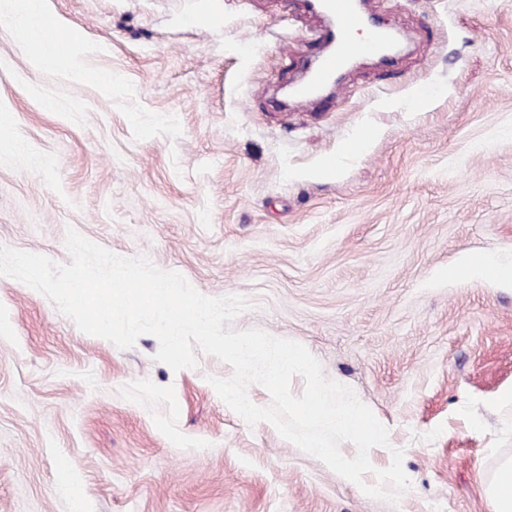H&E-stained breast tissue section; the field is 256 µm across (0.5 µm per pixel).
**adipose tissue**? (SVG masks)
<instances>
[{
	"label": "adipose tissue",
	"mask_w": 512,
	"mask_h": 512,
	"mask_svg": "<svg viewBox=\"0 0 512 512\" xmlns=\"http://www.w3.org/2000/svg\"><path fill=\"white\" fill-rule=\"evenodd\" d=\"M9 6L14 17L24 27L23 38L34 44L32 61L39 69H62L74 72L76 77H92L94 82L108 86L112 76L108 73L86 74L80 69L78 58L84 45V36L76 30H67L63 41L55 37L44 27L47 15V0H9Z\"/></svg>",
	"instance_id": "obj_1"
}]
</instances>
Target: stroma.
Instances as JSON below:
<instances>
[{
	"mask_svg": "<svg viewBox=\"0 0 512 512\" xmlns=\"http://www.w3.org/2000/svg\"><path fill=\"white\" fill-rule=\"evenodd\" d=\"M410 41L306 108L279 89L323 19L300 0H50L85 34L82 69H35L0 13V245L70 261L68 229L148 257L259 328L304 345L404 451L397 504L366 496L273 425L248 424L209 355L173 371L157 338L83 333L0 275V512H487L512 457V0H368ZM79 497L62 495V472ZM222 15L216 2L210 0H196L193 12V22L197 28L205 29L218 24ZM464 267L471 276L477 279L489 277L512 279V264L504 265L498 262L492 255L483 258L467 259L464 262Z\"/></svg>",
	"mask_w": 512,
	"mask_h": 512,
	"instance_id": "stroma-1",
	"label": "stroma"
}]
</instances>
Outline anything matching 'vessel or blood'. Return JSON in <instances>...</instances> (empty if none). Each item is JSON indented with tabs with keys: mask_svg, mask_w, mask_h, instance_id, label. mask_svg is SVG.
Returning <instances> with one entry per match:
<instances>
[{
	"mask_svg": "<svg viewBox=\"0 0 512 512\" xmlns=\"http://www.w3.org/2000/svg\"><path fill=\"white\" fill-rule=\"evenodd\" d=\"M327 22L321 37L327 48L318 52L305 73L304 80L294 83L291 101L303 107L319 96L321 88L328 84L355 58L365 53H383L386 41V25L368 20L359 11L356 0H323ZM222 15L214 0H196L193 22L204 29L218 24ZM362 30L363 41H354L353 30Z\"/></svg>",
	"mask_w": 512,
	"mask_h": 512,
	"instance_id": "b4317fda",
	"label": "vessel or blood"
}]
</instances>
